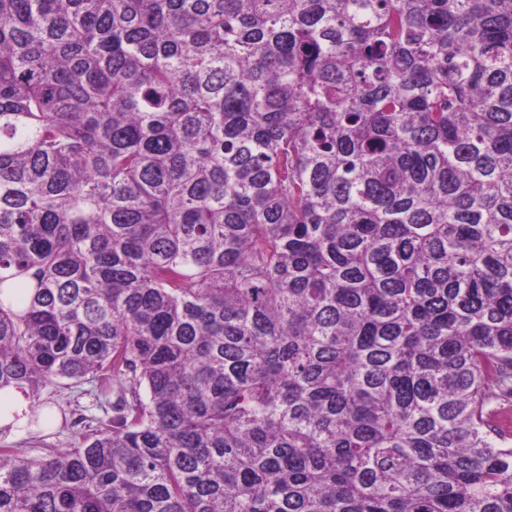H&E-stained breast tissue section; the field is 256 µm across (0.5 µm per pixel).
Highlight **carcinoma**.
Here are the masks:
<instances>
[{"label":"carcinoma","instance_id":"obj_1","mask_svg":"<svg viewBox=\"0 0 512 512\" xmlns=\"http://www.w3.org/2000/svg\"><path fill=\"white\" fill-rule=\"evenodd\" d=\"M65 379L0 512H512V0H0V397ZM91 389H94L93 383H76L73 380H61L59 384L47 388L41 393L40 401H36L33 411L36 414L45 406H53L57 414L56 421L49 427H30L25 431L23 430L27 427V418L22 417V411L26 407L23 398L18 396L11 400L9 410L6 411H2L1 401L0 427L11 426V432L0 434V447L11 446L19 454L34 457L50 450L63 452L82 445L83 436L88 429L97 427L100 422L108 423L112 419V388L106 393H99L103 402L102 408L94 396L85 394V390ZM61 411L66 413V421ZM15 412L20 419L16 420L13 415ZM80 417L85 418L82 423L78 421Z\"/></svg>","mask_w":512,"mask_h":512}]
</instances>
